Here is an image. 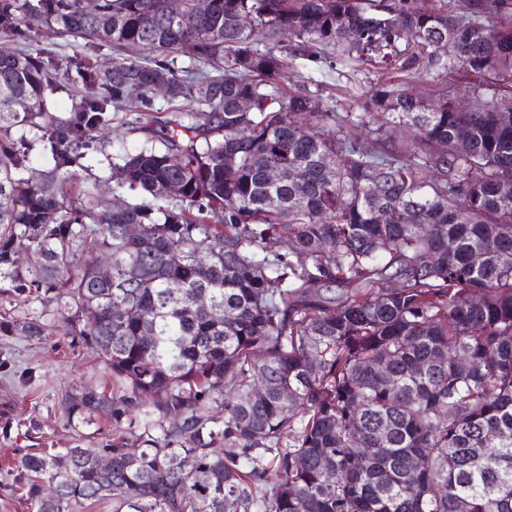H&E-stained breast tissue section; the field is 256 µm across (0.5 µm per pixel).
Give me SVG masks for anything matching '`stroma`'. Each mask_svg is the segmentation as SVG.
Returning a JSON list of instances; mask_svg holds the SVG:
<instances>
[{
	"mask_svg": "<svg viewBox=\"0 0 512 512\" xmlns=\"http://www.w3.org/2000/svg\"><path fill=\"white\" fill-rule=\"evenodd\" d=\"M311 79L321 83L325 105L362 113L380 76L365 69L335 72L297 62L289 65L283 86L291 89ZM45 322L39 338L19 331L0 334V512H33L17 481V457L34 448H105L129 434L127 424L103 414L87 424L68 423L61 406L65 394L83 388L112 393V378L81 342L62 335L56 316H46Z\"/></svg>",
	"mask_w": 512,
	"mask_h": 512,
	"instance_id": "1",
	"label": "stroma"
}]
</instances>
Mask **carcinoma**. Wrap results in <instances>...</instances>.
Listing matches in <instances>:
<instances>
[{"label":"carcinoma","instance_id":"carcinoma-1","mask_svg":"<svg viewBox=\"0 0 512 512\" xmlns=\"http://www.w3.org/2000/svg\"><path fill=\"white\" fill-rule=\"evenodd\" d=\"M192 2L173 17L165 0H0V288L52 310L112 375V396H65L68 420L107 412L135 438L23 454L27 500L512 512V0ZM39 25L82 48H31ZM106 50L125 55L108 74ZM297 60L398 86L370 89L374 124L319 86L285 93ZM438 70L500 82L469 87L467 111L401 88ZM60 86L65 118L44 103ZM124 110L145 139L115 157L116 203L100 207L95 182L63 191L87 154L109 157ZM15 329L44 335L43 314L0 320Z\"/></svg>","mask_w":512,"mask_h":512}]
</instances>
